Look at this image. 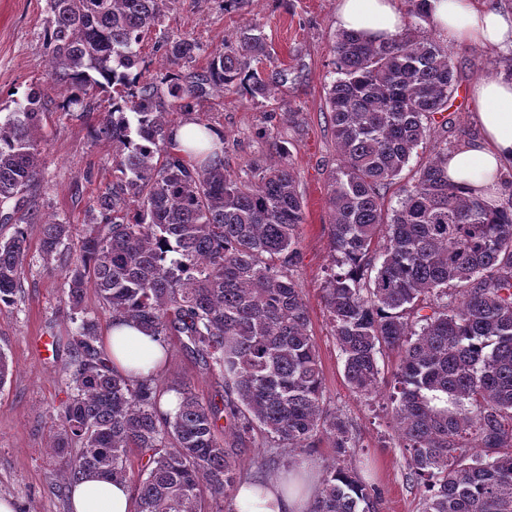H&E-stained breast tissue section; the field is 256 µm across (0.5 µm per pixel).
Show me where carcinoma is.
<instances>
[{"mask_svg":"<svg viewBox=\"0 0 512 512\" xmlns=\"http://www.w3.org/2000/svg\"><path fill=\"white\" fill-rule=\"evenodd\" d=\"M43 39L63 107L91 111L112 90L94 127L112 142L116 181L89 206L76 249L71 225L33 203L44 158L36 132L45 89L33 86L0 117V305L14 304L27 231L64 273L70 394L57 409L54 447L64 488L88 473L131 484L133 512H209L241 479L234 450L267 449L258 469L325 441L334 449L309 512H377V489L353 464L349 421L324 405V378L309 313L293 276L301 260L304 204L279 160L231 175L216 149L174 150L165 99L190 113L212 92L271 95L274 79L259 26L241 29L207 65L180 34L160 45L163 81L144 75L140 44L174 0H49ZM427 20L429 0H404ZM336 78L325 103L342 165L331 175L329 244L322 288L350 388L380 383L377 354L397 353L391 418L421 512H512V194L497 205L448 180V147L420 164L414 186L395 184L429 122L456 86L448 50L415 25L375 42L341 30ZM11 230L10 235L3 230ZM94 289L112 313L185 347L224 380V406L201 402L187 382L125 376L99 350L87 304ZM175 398L161 409L163 396ZM231 442L218 436L221 418ZM140 461L131 475V455Z\"/></svg>","mask_w":512,"mask_h":512,"instance_id":"carcinoma-1","label":"carcinoma"}]
</instances>
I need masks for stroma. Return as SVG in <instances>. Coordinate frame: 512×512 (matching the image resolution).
<instances>
[{
	"instance_id": "obj_1",
	"label": "stroma",
	"mask_w": 512,
	"mask_h": 512,
	"mask_svg": "<svg viewBox=\"0 0 512 512\" xmlns=\"http://www.w3.org/2000/svg\"><path fill=\"white\" fill-rule=\"evenodd\" d=\"M337 0H175L161 24L140 46L154 77L166 64L154 48L163 37L186 34L205 53L197 67L207 64L208 51L233 43L248 24L263 26L271 56L266 73H282L269 98L235 93L197 99L191 113L171 111V126L193 116L224 135V166L233 174L275 156V143L287 146L288 158L305 205L299 229L301 261L293 270L308 306L309 331L315 342L325 383V404L345 416L359 452L355 464L362 477L379 489V512H419L420 491L407 479V463L391 428L386 395L373 400L354 393L344 376L341 353L322 299L327 270L332 265L328 227L329 177L341 164L325 106L327 87L334 80L332 48ZM51 18L48 0H0V113L14 111L29 87L48 88L47 111L40 130L45 164L36 205L82 231L93 198L114 178L112 145L93 137L92 126L111 107V96L99 94L91 112L74 106L63 110V87L52 82L45 65L42 32ZM448 54L458 79L457 93L448 103L446 127H435L419 145L404 177L444 146L457 147L479 135L477 106L471 86L481 79H504L512 59L495 49L448 41ZM295 112L294 121L281 119ZM40 230L31 226L25 272L14 305L0 309V351L10 374L0 388V496L13 500L16 512H70V499L58 495L59 459L51 441L57 431L52 415L66 401L68 352L57 345L50 358L37 356L31 343L38 336H65L60 305L63 276L39 257ZM168 358L158 372L163 382L187 380L202 402L220 401L224 387L218 375L205 370L178 338H169Z\"/></svg>"
}]
</instances>
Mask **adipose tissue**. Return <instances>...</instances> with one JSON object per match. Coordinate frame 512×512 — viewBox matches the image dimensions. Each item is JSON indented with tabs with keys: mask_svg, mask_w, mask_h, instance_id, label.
Listing matches in <instances>:
<instances>
[{
	"mask_svg": "<svg viewBox=\"0 0 512 512\" xmlns=\"http://www.w3.org/2000/svg\"><path fill=\"white\" fill-rule=\"evenodd\" d=\"M430 28L449 39L512 50V14L474 0H430ZM336 24L380 41L404 25L399 0H338ZM472 96L480 135L448 156L449 180L489 200L501 197L498 177L512 165V82L481 80ZM105 353L119 369L149 372L162 364L163 345L133 322L115 320L103 337ZM319 468L303 462L290 476L249 477L238 486L235 512H307ZM72 512H132L129 487L120 481L87 476L74 484Z\"/></svg>",
	"mask_w": 512,
	"mask_h": 512,
	"instance_id": "1",
	"label": "adipose tissue"
}]
</instances>
